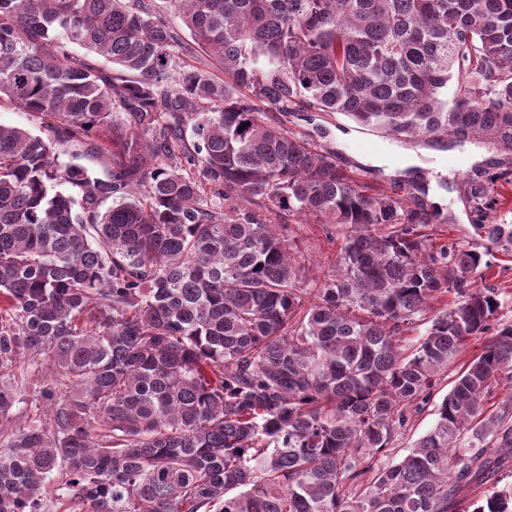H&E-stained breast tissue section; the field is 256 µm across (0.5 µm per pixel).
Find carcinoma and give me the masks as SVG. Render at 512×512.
Segmentation results:
<instances>
[{
  "label": "carcinoma",
  "instance_id": "carcinoma-1",
  "mask_svg": "<svg viewBox=\"0 0 512 512\" xmlns=\"http://www.w3.org/2000/svg\"><path fill=\"white\" fill-rule=\"evenodd\" d=\"M174 8L178 27L152 0H0V99L55 118L45 138L0 126V512H44L51 491L68 512H454L463 490L471 512H512V486L487 487L512 462V402L486 408L512 381V324L474 286L484 253L429 241L444 209L255 108L512 153V0ZM182 30L232 86L172 84ZM69 145L107 177L60 163ZM503 182L464 193L507 247L512 226L487 223ZM294 214L343 235L309 279ZM454 364L432 429L380 464ZM28 404L44 414L21 421Z\"/></svg>",
  "mask_w": 512,
  "mask_h": 512
}]
</instances>
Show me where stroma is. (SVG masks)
Segmentation results:
<instances>
[{
	"mask_svg": "<svg viewBox=\"0 0 512 512\" xmlns=\"http://www.w3.org/2000/svg\"><path fill=\"white\" fill-rule=\"evenodd\" d=\"M283 124L288 131L305 136L314 145L336 155L343 168L353 171L362 181L384 187L398 196L416 194L419 184L437 187L447 182L445 202L449 221L437 225V233L464 246L484 249L471 222L466 219L470 205L461 191V181L475 177L476 173L489 171L499 155L486 149L483 159L472 157L470 146L438 150L415 144L400 143L382 134L364 129L341 114L314 113L304 121L290 116ZM288 237L314 266L328 269L343 239L337 236L336 227L322 224L317 219L291 217ZM491 266L481 279L484 286L497 289L503 307L499 317L502 322H512V250L493 249Z\"/></svg>",
	"mask_w": 512,
	"mask_h": 512,
	"instance_id": "35a3bbf8",
	"label": "stroma"
}]
</instances>
